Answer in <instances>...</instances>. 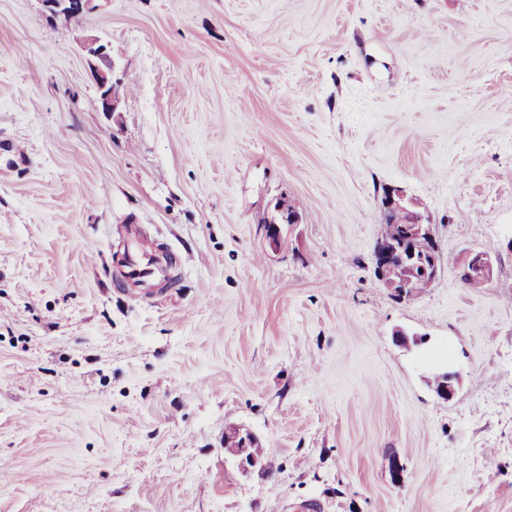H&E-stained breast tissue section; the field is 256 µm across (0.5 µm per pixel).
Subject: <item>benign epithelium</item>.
<instances>
[{
    "mask_svg": "<svg viewBox=\"0 0 512 512\" xmlns=\"http://www.w3.org/2000/svg\"><path fill=\"white\" fill-rule=\"evenodd\" d=\"M45 8L54 16L63 15L68 18H77L83 12L95 8L96 0H41ZM85 53L86 63L98 87V109L108 115L117 111L123 87L113 81L114 62L108 44L98 38H89L81 42ZM296 213L292 208L286 207L279 200L273 205V219L267 224V237L270 244L276 246L280 243L281 224H295ZM425 239L428 243L427 254L421 262L414 261V257L406 250V245L415 239ZM374 264L379 281L384 287L397 295L405 294L408 283L422 274L437 277L439 257L437 255L431 225L424 224L413 215H408L407 224L402 226V233L397 239L380 241L375 253ZM492 275L491 256L483 251L472 252L468 255L462 271L464 282H487ZM255 438L249 433L238 430L224 434V447L232 450L239 456V463L243 467H253L257 458L252 453Z\"/></svg>",
    "mask_w": 512,
    "mask_h": 512,
    "instance_id": "benign-epithelium-1",
    "label": "benign epithelium"
}]
</instances>
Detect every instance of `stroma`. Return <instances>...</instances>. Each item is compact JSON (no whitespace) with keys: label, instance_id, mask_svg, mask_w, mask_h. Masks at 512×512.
Segmentation results:
<instances>
[{"label":"stroma","instance_id":"stroma-1","mask_svg":"<svg viewBox=\"0 0 512 512\" xmlns=\"http://www.w3.org/2000/svg\"><path fill=\"white\" fill-rule=\"evenodd\" d=\"M393 189L441 256L414 297L374 271ZM130 226L174 287L112 280ZM1 470L0 512H512V0H0ZM45 8L54 16L63 15L77 18L83 12L95 8L94 2L100 0H40ZM86 63L98 87V109L112 116L116 112L123 87L113 81L114 62L109 46L98 38H89L81 42ZM273 219L267 224V237L270 244L277 246L280 243V230L279 224H296V213L289 207L287 208L284 201H276L273 205ZM492 275L491 256L483 251L471 252L463 266L462 279L464 282H489ZM472 288H478L479 283H467ZM256 439L250 433H241L239 430L226 432L224 434V448L231 449L237 456H239V463L242 467H253L257 464V458L263 454L262 445H256L253 448V443ZM251 448L255 455L252 453Z\"/></svg>","mask_w":512,"mask_h":512}]
</instances>
